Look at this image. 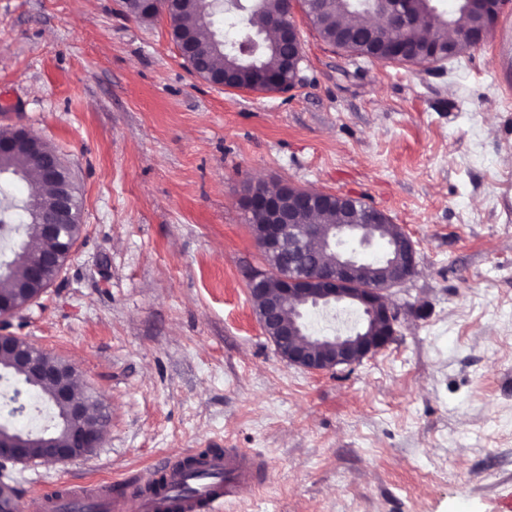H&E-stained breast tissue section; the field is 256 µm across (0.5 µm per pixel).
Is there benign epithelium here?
Instances as JSON below:
<instances>
[{
	"instance_id": "7a95c632",
	"label": "benign epithelium",
	"mask_w": 512,
	"mask_h": 512,
	"mask_svg": "<svg viewBox=\"0 0 512 512\" xmlns=\"http://www.w3.org/2000/svg\"><path fill=\"white\" fill-rule=\"evenodd\" d=\"M465 3L472 15L495 23L506 0H465ZM392 7L393 0H375L374 7L367 13L372 27H377L382 16L388 14ZM273 33L275 38L282 41L300 43L298 28L291 19L280 23L279 27L273 29ZM18 138L31 141L33 134L24 128L1 134L0 153L12 149ZM39 177L45 185L55 187L59 192L56 209L42 223L45 237L53 240L59 226L70 220L68 205L71 180L60 165L43 166ZM295 196V203L285 206L282 195L265 193L259 183L246 191L243 197L246 212H259L264 217V222L251 225L256 243L267 257L285 250L306 255L308 249L314 246L323 251L324 258L301 275L283 274L269 265L262 270H253L248 275V288L256 302L259 323L268 332L280 356L292 366L321 373L357 363L390 343L395 335L397 311L387 291L402 284L414 272L416 249L410 236L399 231L393 240L392 254L388 257L391 265L400 268L399 273L377 287L364 285L357 279V269L362 262L338 250V247L346 238H355L363 245L372 243L375 234L380 231L383 212L368 207L360 224L353 223L347 211L342 213V220L336 224H322L315 220L298 224L294 220L295 209L311 206L320 193L297 188ZM65 261L60 250L45 247L35 252V260L28 268L27 277L34 285L46 288L50 284L49 273L61 271ZM29 303L30 300L19 297L0 298V319L17 313ZM341 304L352 306L360 312V327L348 335L317 337L320 343L333 344V352L308 346L310 337L304 333L303 309L328 308ZM5 354L26 374L55 388V401L66 404L61 419L68 429L70 441L66 445H57L47 426L20 437L0 435L1 461L14 464L31 461V446L34 442L51 449L53 460L57 462L86 455L99 447L104 430L94 425V422L100 420V412H94L87 405L72 400L74 372L71 366L64 362H50L32 352L30 344H24L11 335L0 334V357Z\"/></svg>"
}]
</instances>
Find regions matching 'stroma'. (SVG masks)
<instances>
[{
    "label": "stroma",
    "instance_id": "obj_1",
    "mask_svg": "<svg viewBox=\"0 0 512 512\" xmlns=\"http://www.w3.org/2000/svg\"><path fill=\"white\" fill-rule=\"evenodd\" d=\"M292 17L295 86L227 90L190 72L166 16L0 0V130L54 147L82 203L62 270L0 334L70 363L111 414L91 453L14 465L24 512L208 448L267 466L224 512H498L512 491V51L496 29L439 64L381 62ZM257 180L362 200L410 235L386 347L319 374L280 357L246 278ZM305 320L359 325L344 305Z\"/></svg>",
    "mask_w": 512,
    "mask_h": 512
}]
</instances>
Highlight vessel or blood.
<instances>
[{
    "label": "vessel or blood",
    "instance_id": "vessel-or-blood-1",
    "mask_svg": "<svg viewBox=\"0 0 512 512\" xmlns=\"http://www.w3.org/2000/svg\"><path fill=\"white\" fill-rule=\"evenodd\" d=\"M202 465L213 471L223 473L224 482L217 486L201 488L199 494L190 499H183L164 505L157 492L159 480L167 484L180 481L181 475L175 466L161 462L155 473L147 477L126 479L125 496L117 497L110 486L102 485L87 489L79 485H63L61 491H47L41 497L42 512H57L58 498L65 495L74 499L89 495L100 501L104 512H124L127 504H135L138 512H163L172 508L173 512H223L225 503L235 500L241 487L260 484L264 471L258 461L238 448H227L208 453Z\"/></svg>",
    "mask_w": 512,
    "mask_h": 512
}]
</instances>
